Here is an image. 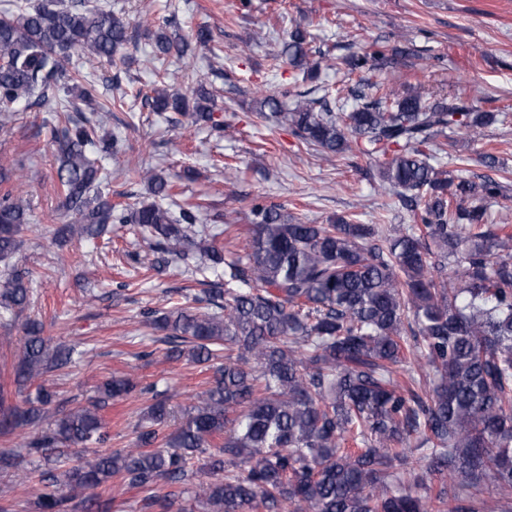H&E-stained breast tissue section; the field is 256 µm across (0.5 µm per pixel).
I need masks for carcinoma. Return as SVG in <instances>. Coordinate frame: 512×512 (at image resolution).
<instances>
[{"instance_id": "obj_1", "label": "carcinoma", "mask_w": 512, "mask_h": 512, "mask_svg": "<svg viewBox=\"0 0 512 512\" xmlns=\"http://www.w3.org/2000/svg\"><path fill=\"white\" fill-rule=\"evenodd\" d=\"M158 55L176 53L184 72L190 43L154 20ZM129 42L128 22L86 0H42L0 16V120L35 105L51 112L62 207L75 217L53 228L62 242L90 238L114 224H138L161 268L173 262L211 269L204 307L144 312L167 332L170 353L195 364L220 358L209 387L176 427L167 391L135 429L132 448L101 451L109 435L101 412L137 390L111 376L85 405L64 408L55 391L33 382L82 359L77 344L25 324L14 366V392L0 387V430L25 433L22 455L0 450V471L24 457L49 464L33 512H96L98 489L179 488L145 499L165 512L181 495L204 512H479L473 490L489 481L512 490V225L487 223L486 203L507 192L489 174L471 176L452 132L473 142L506 112H479L458 98H436L420 84L360 79L353 105L304 99L282 111L272 95L258 115L286 124L325 157L374 162L381 185L406 207L409 223L385 227L338 217L329 224L291 221L275 205L251 210L243 251L217 245L191 208L173 214L182 177L142 168L154 199L112 203L102 161L123 152L116 135L88 124L83 112L124 108L125 95L102 99L73 59L108 62ZM282 55L314 72L326 52L295 28ZM386 60L381 51L342 59L350 74ZM154 111L214 121L210 95L194 105L167 87L143 94ZM457 172L430 163L429 147ZM19 169L0 167V319L29 303L27 273L11 264L28 206L14 193ZM415 362L421 375L405 369ZM418 440L425 467L401 475Z\"/></svg>"}]
</instances>
